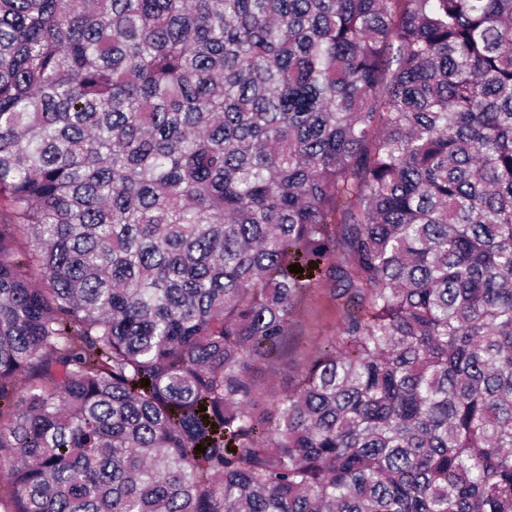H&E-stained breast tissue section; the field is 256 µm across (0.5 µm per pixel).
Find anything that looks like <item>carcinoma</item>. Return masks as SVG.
<instances>
[{"label": "carcinoma", "mask_w": 512, "mask_h": 512, "mask_svg": "<svg viewBox=\"0 0 512 512\" xmlns=\"http://www.w3.org/2000/svg\"><path fill=\"white\" fill-rule=\"evenodd\" d=\"M2 197L3 512H512V0H0ZM341 323L337 310L316 290L301 305L299 317L293 327L294 356L298 360L312 354L320 336L336 331Z\"/></svg>", "instance_id": "cac0c4a2"}]
</instances>
